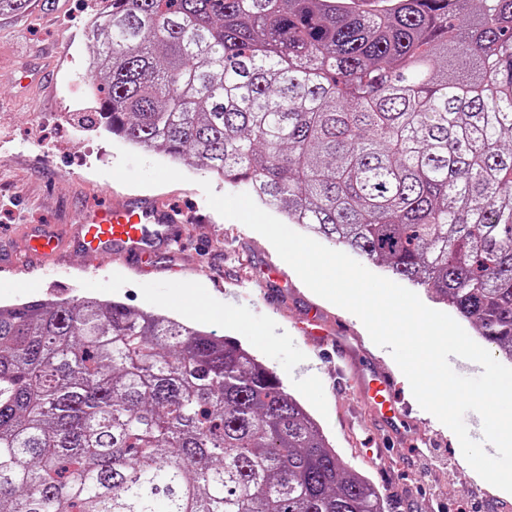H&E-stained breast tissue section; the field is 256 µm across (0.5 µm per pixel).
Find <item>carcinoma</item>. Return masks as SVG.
<instances>
[{
    "label": "carcinoma",
    "instance_id": "1",
    "mask_svg": "<svg viewBox=\"0 0 512 512\" xmlns=\"http://www.w3.org/2000/svg\"><path fill=\"white\" fill-rule=\"evenodd\" d=\"M100 128L246 183L512 363V0H101ZM0 512H385L237 341L99 296L0 308ZM313 239L318 241L319 243L323 244L324 246H326L328 248H331V249H334V250H338V251H342V252L348 254L350 257H352L353 259H355L356 261L361 263L364 267H366L371 272H373V273H375L377 275L386 277V278H388V279H390V280H392V281H394V282L404 286L405 288L415 292L420 297V299L423 301V303L425 305H427L428 307L448 313L450 316H452L464 328V330L467 332V334L475 342H477L479 345H481L482 347L487 349L499 362H501L502 364H504V365H506L508 367H512L511 363H506V362L500 361L497 358V355L494 354V351L491 349V347L486 342H484L479 336H477V334L475 332V329H474V326H473V324L471 323V321L469 319L461 316L456 311L449 310L448 308L442 307L440 305H437V304H434L433 302H431L427 298L423 288H417V287L411 286L407 282L397 278L396 276L392 275L389 272H386L382 268H379V267H376V266L372 265L371 263L367 262L364 258H362V257H360V256H358L356 254H353V253L345 250L342 247H339V246L332 247L328 243L324 242L323 240L315 239V238H313Z\"/></svg>",
    "mask_w": 512,
    "mask_h": 512
}]
</instances>
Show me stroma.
Masks as SVG:
<instances>
[{"label": "stroma", "mask_w": 512, "mask_h": 512, "mask_svg": "<svg viewBox=\"0 0 512 512\" xmlns=\"http://www.w3.org/2000/svg\"><path fill=\"white\" fill-rule=\"evenodd\" d=\"M97 0H31L26 12L0 15V233L28 224H61L113 197L147 193L183 210L195 238L180 250L174 268L137 274L102 257L87 266L71 255L55 279L19 287L12 272L0 271V305L48 295L72 299L99 294L127 307L158 309L197 323L253 350L306 406L346 469L365 475L380 491L387 512H484L488 484L462 467L456 435L415 400L401 394L407 410L402 427L427 437L414 449L363 462L369 443L388 440L391 428L380 406L365 401L357 386L337 384L326 354L313 351L303 330L314 312L344 322L365 354L368 373L394 367L388 349L376 346L358 317L313 293L296 272L286 282L258 283L243 293L241 278L260 274L276 258L261 234L225 244L231 226L206 201V173L188 161L135 151L98 127L89 94L86 38ZM276 306L264 301L265 292Z\"/></svg>", "instance_id": "obj_1"}]
</instances>
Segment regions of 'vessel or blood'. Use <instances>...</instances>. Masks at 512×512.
Instances as JSON below:
<instances>
[{"instance_id": "obj_1", "label": "vessel or blood", "mask_w": 512, "mask_h": 512, "mask_svg": "<svg viewBox=\"0 0 512 512\" xmlns=\"http://www.w3.org/2000/svg\"><path fill=\"white\" fill-rule=\"evenodd\" d=\"M184 238L179 214L161 206L156 197L134 195L111 206L77 213L67 224H31L6 250H0V268L30 278L43 275L46 267L60 265L70 251L83 253L88 259L107 253L122 261L129 270H142L158 258L174 260L175 243ZM308 336L332 345L336 357L351 368V381L360 382L370 400L396 402L398 386L393 376L363 381L358 369L350 365L354 349L344 330L328 336L318 318H310L305 329Z\"/></svg>"}]
</instances>
